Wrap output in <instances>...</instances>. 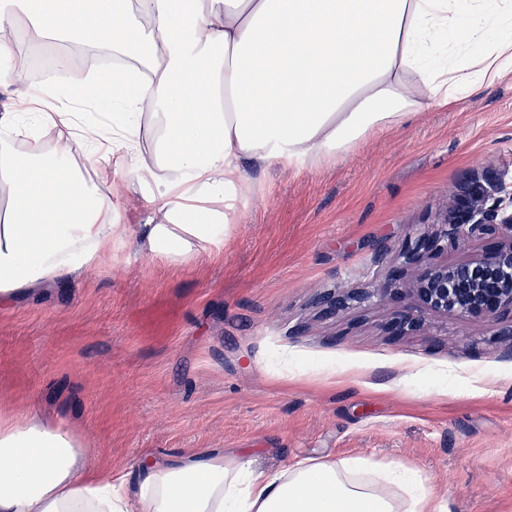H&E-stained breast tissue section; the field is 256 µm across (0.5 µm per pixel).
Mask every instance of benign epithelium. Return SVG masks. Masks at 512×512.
Wrapping results in <instances>:
<instances>
[{"instance_id": "obj_1", "label": "benign epithelium", "mask_w": 512, "mask_h": 512, "mask_svg": "<svg viewBox=\"0 0 512 512\" xmlns=\"http://www.w3.org/2000/svg\"><path fill=\"white\" fill-rule=\"evenodd\" d=\"M437 225L435 232L418 236L400 253L385 282L321 293L318 304L323 314L403 302L407 312L388 325L399 336L421 328L427 312L486 322L512 315V183L500 180L488 188L476 183L453 194ZM494 233L501 242L484 255L452 266L436 262L448 248L477 234ZM409 268L414 285L404 293L395 284Z\"/></svg>"}]
</instances>
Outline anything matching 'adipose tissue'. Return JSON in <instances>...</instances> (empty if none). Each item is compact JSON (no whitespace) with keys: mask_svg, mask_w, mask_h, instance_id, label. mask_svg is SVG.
I'll use <instances>...</instances> for the list:
<instances>
[{"mask_svg":"<svg viewBox=\"0 0 512 512\" xmlns=\"http://www.w3.org/2000/svg\"><path fill=\"white\" fill-rule=\"evenodd\" d=\"M22 25L32 43L91 44L124 64L111 140L66 112L0 114V302L99 267L118 235L184 263L223 237L247 165L346 154L512 73V0H0V79L21 98ZM35 127L52 146L15 150ZM106 144L128 157L149 223H120L101 192ZM93 457L64 421L0 412V512H444L418 473L367 456L264 475L188 451L125 477Z\"/></svg>","mask_w":512,"mask_h":512,"instance_id":"obj_1","label":"adipose tissue"}]
</instances>
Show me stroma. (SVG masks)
I'll return each mask as SVG.
<instances>
[{"instance_id": "obj_1", "label": "stroma", "mask_w": 512, "mask_h": 512, "mask_svg": "<svg viewBox=\"0 0 512 512\" xmlns=\"http://www.w3.org/2000/svg\"><path fill=\"white\" fill-rule=\"evenodd\" d=\"M222 240L172 266L114 241L77 283L0 304V409L67 417L120 472L222 453L276 473L368 455L417 471L445 512H512V345L496 324L403 306L322 316L320 293L385 280L452 192L512 181V75L320 162L248 167ZM113 203L152 213L132 174Z\"/></svg>"}]
</instances>
